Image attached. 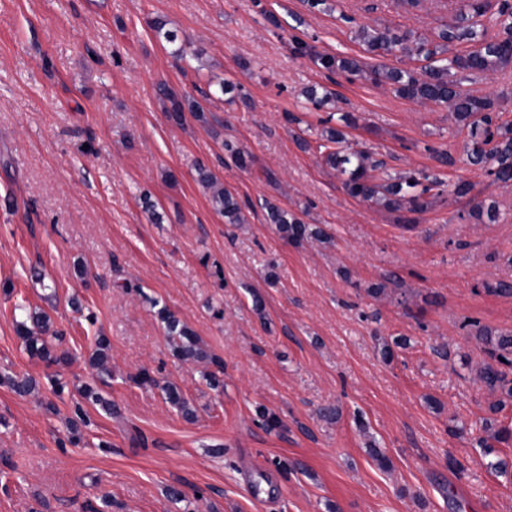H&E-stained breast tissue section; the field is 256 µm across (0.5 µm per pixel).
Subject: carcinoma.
<instances>
[{
  "label": "carcinoma",
  "instance_id": "cac0c4a2",
  "mask_svg": "<svg viewBox=\"0 0 512 512\" xmlns=\"http://www.w3.org/2000/svg\"><path fill=\"white\" fill-rule=\"evenodd\" d=\"M464 25L447 26L440 30L435 40L398 35L387 26L363 25L356 31V39L370 52L381 51L386 55L400 53L409 59L426 62L420 68L390 67L378 64L370 68L356 59L325 54L316 61L328 71H341L354 77L367 76L377 84L391 85L395 93L420 104H437L448 107L453 125L450 134L462 139L467 161L478 166L494 180L512 181V120L503 118L504 101L486 96L463 93L458 90L457 75L463 72H505L512 66V4L509 0H461L458 8ZM474 42L472 50L448 55L453 42ZM163 99L170 103L166 109L169 118L180 125L184 112L207 122L205 109L199 102L179 97L174 91L161 90ZM334 114L322 120L325 124L320 137L323 143L318 150L326 165L344 176L343 187L352 197L389 211L411 214L426 211L439 196L448 193L457 198L472 193L474 185L459 179L445 183L424 171L411 170L391 174L383 169V162L369 149L343 153L338 145L345 140L342 130L330 125ZM197 181L209 194L213 209L224 216L229 224H244L246 218L237 198L205 168L197 172ZM267 220L276 225L287 240L295 243L309 238L321 239L322 231L304 223L295 214L278 205L265 201ZM18 309L26 317L17 322V330L31 355L48 365L60 357L54 351L52 338L57 335L51 317L43 310H30L22 305ZM166 323L167 335L174 355L185 362H210L221 367V360L208 354L198 342L195 332L180 322L166 309L158 311ZM475 335L488 347L496 365H484L478 378L493 393L512 397V334H496L475 326ZM111 345L107 337L98 336L88 362L98 377L111 375ZM0 383L18 393L29 394L36 390L35 382L26 377L5 373ZM168 402L184 417L194 416L189 400L174 384L163 386Z\"/></svg>",
  "mask_w": 512,
  "mask_h": 512
}]
</instances>
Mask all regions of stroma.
<instances>
[{
	"mask_svg": "<svg viewBox=\"0 0 512 512\" xmlns=\"http://www.w3.org/2000/svg\"><path fill=\"white\" fill-rule=\"evenodd\" d=\"M454 22L435 0H0V373L37 382L26 396L0 385V512H512V469L489 467L512 465V444L480 445L485 422L512 423V398L477 382L489 355L474 338L478 325L512 332V296L493 290L512 278V184L469 165L446 107L313 59L377 63L355 38L363 24L431 39ZM223 80L236 91L203 99ZM163 86L203 100L216 130L170 121ZM331 112L352 119L344 151L470 181L471 197L411 220L351 197L317 150ZM201 166L247 223L213 211ZM267 199L324 240L283 239ZM25 306L61 335L62 394L16 334ZM162 308L222 359L220 389L174 357ZM99 335L103 384L88 364ZM85 384L116 410L86 406L74 444ZM111 345L106 336H97L94 342V348L89 356L88 362L97 376L104 381L103 377L111 375Z\"/></svg>",
	"mask_w": 512,
	"mask_h": 512,
	"instance_id": "1",
	"label": "stroma"
}]
</instances>
